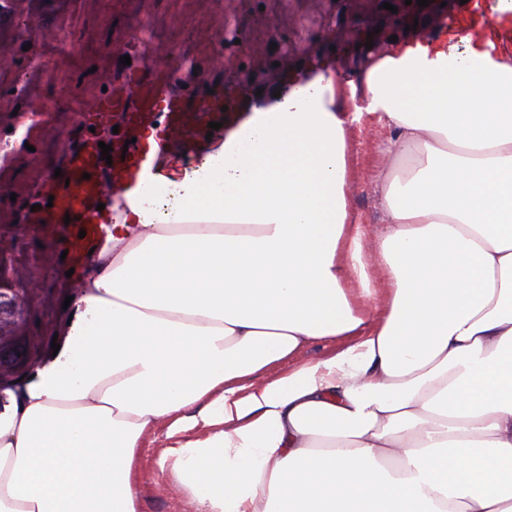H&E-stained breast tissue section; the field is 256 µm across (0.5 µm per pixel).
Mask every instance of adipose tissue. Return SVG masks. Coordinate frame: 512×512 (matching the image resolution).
I'll use <instances>...</instances> for the list:
<instances>
[{
  "mask_svg": "<svg viewBox=\"0 0 512 512\" xmlns=\"http://www.w3.org/2000/svg\"><path fill=\"white\" fill-rule=\"evenodd\" d=\"M357 71L346 92L294 87L142 187L57 355L5 390L0 512H140L156 432L194 512H512V55L441 31ZM350 96L397 162L373 324ZM349 339L336 337V339L318 340L312 342L304 350L298 352L289 361L271 368L265 375L264 378H272L280 373L288 370V368L306 362L308 360L323 357L333 351H338L349 343Z\"/></svg>",
  "mask_w": 512,
  "mask_h": 512,
  "instance_id": "obj_1",
  "label": "adipose tissue"
}]
</instances>
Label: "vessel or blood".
Here are the masks:
<instances>
[{"label":"vessel or blood","instance_id":"b4317fda","mask_svg":"<svg viewBox=\"0 0 512 512\" xmlns=\"http://www.w3.org/2000/svg\"><path fill=\"white\" fill-rule=\"evenodd\" d=\"M462 14L440 21L449 35L483 40L499 24V13L486 8V0H471ZM167 49L152 47L143 64L128 67L122 86L109 94L81 103L85 127L91 128L82 145L68 147L60 176H47L43 196L50 208L27 212V223L50 225L63 238L68 254L66 268L83 264L89 250L100 249L112 226L121 223L144 183L161 176L172 154L184 151L202 155L213 122L235 127L250 111L246 94L226 95L223 87L191 93L173 89ZM119 117L117 134L111 135V161L101 158L97 130Z\"/></svg>","mask_w":512,"mask_h":512}]
</instances>
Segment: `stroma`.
Returning <instances> with one entry per match:
<instances>
[{
    "label": "stroma",
    "instance_id": "obj_1",
    "mask_svg": "<svg viewBox=\"0 0 512 512\" xmlns=\"http://www.w3.org/2000/svg\"><path fill=\"white\" fill-rule=\"evenodd\" d=\"M384 0H9L0 10V239L11 242L0 257V410L5 387L25 379L52 348L61 329L70 288L55 275L62 249L39 229L16 225L20 204L36 199L37 188L61 158L62 147L82 126L77 106L99 96L122 71L119 55L132 33L149 26L150 40L168 47L180 88L246 83L254 107L273 104L313 73L348 86L356 80L360 48H390L391 36L422 20L415 38L431 37L438 18L458 10L460 0H430L427 8L404 6L403 25L387 21ZM223 55L225 71L211 74L206 63ZM290 60L301 75L281 72ZM39 100L42 113L28 104ZM389 132L376 115L350 125V205L363 231L380 305L388 286L375 268L381 234L376 185L390 163L382 151ZM160 435L147 436L140 459L141 512H176L184 497L159 465Z\"/></svg>",
    "mask_w": 512,
    "mask_h": 512
}]
</instances>
